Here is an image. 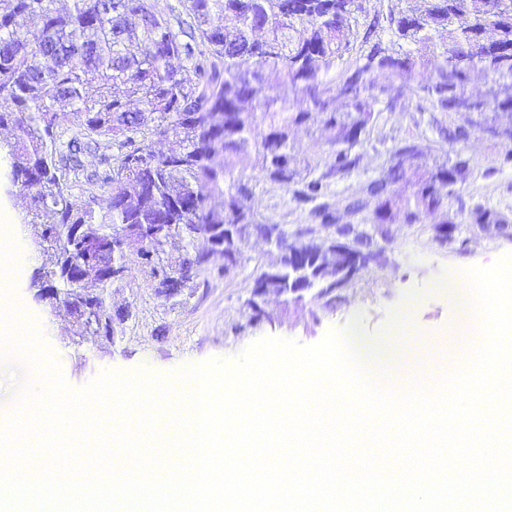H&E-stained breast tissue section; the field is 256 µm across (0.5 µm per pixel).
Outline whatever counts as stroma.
Returning a JSON list of instances; mask_svg holds the SVG:
<instances>
[{
	"label": "stroma",
	"instance_id": "stroma-1",
	"mask_svg": "<svg viewBox=\"0 0 512 512\" xmlns=\"http://www.w3.org/2000/svg\"><path fill=\"white\" fill-rule=\"evenodd\" d=\"M429 76V67L419 61L406 70L378 72L367 91L374 119L353 148L359 163L352 172L328 180L325 200L340 204L360 194L389 163L398 145L414 141L428 149L425 168L459 159L468 163L465 180L448 201V217L459 229L456 242L439 245L432 219L392 224L385 244L386 264L362 270L352 286L342 290L335 306H324L309 294L299 301L271 295L263 304L264 318L254 324L246 305L254 278L260 268L277 259L276 250L263 241L249 239L240 267L224 278L216 275L221 258L209 256L184 291L168 301L156 294L150 268L131 254L126 279L112 288L113 308L129 314L121 332L111 344L81 345L75 342L79 326L52 312L28 290L39 261L29 247H22L18 297L56 354L65 382L81 388L105 369L171 372L214 358L231 359L266 337L313 345L330 329L346 328L356 318L364 336L383 338L406 306L411 309L406 342L423 348L446 333L453 311L434 286L437 278L451 267L488 266L512 254V161L505 158L512 144L493 133L497 127H512V112L440 111L421 90ZM456 126L470 130L467 141L452 144L440 137V129ZM333 138L332 131L309 123L294 131L292 152L310 165L313 174H320L334 161ZM251 206L263 220L291 231L309 222L308 206L298 205L290 191L262 179L254 187ZM478 209L505 215L508 222L501 229L481 228L471 221ZM33 377L16 353L0 354V420L21 411L22 386Z\"/></svg>",
	"mask_w": 512,
	"mask_h": 512
}]
</instances>
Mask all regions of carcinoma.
I'll return each instance as SVG.
<instances>
[{
	"label": "carcinoma",
	"instance_id": "carcinoma-1",
	"mask_svg": "<svg viewBox=\"0 0 512 512\" xmlns=\"http://www.w3.org/2000/svg\"><path fill=\"white\" fill-rule=\"evenodd\" d=\"M0 0V188L29 195L19 215L24 238L40 260L29 288L48 296L82 323L86 299L112 335L123 322L112 311L113 268L128 273L112 245V225L131 224L143 243L142 264L151 268L157 294L170 298L196 276L205 257L220 253L228 276L242 263L241 246L256 236L276 248V264L257 273L252 291L281 295L289 288H316L324 305L340 298L356 276L325 238L291 236L280 224L258 219L250 205L261 177L292 190L294 200L313 204V223L347 237L358 250L374 251L373 235L362 224H343L341 215L372 208L376 224H417L438 215L448 224V199L466 162L438 166L416 182L408 196L397 185L421 164L423 148L405 142L393 153L385 177L371 180L363 194L340 209L321 201L324 179L352 171L373 118L363 96L373 81L370 65L348 67L336 80L327 69L368 42L381 26L373 16L365 32L357 15H336V0H185L189 20H170L151 0ZM388 30L398 41L429 47L447 35L441 51L427 59L433 80L427 96L444 112L456 98L466 112H512V0H418L389 10ZM368 59L384 68L406 69L410 58L394 57L381 42ZM507 66L488 94L468 92L469 68ZM297 95L295 103L274 91L268 69ZM319 119L335 131L336 154L329 171L302 173L290 152L293 128ZM77 131L62 133L73 124ZM168 141L163 153L156 140ZM107 141L116 153L104 167L86 171L84 157ZM244 160L240 169L227 164ZM83 175L104 194L94 206L72 199L66 175ZM224 198L220 209L209 199ZM475 224H505L491 210H477ZM178 238L175 261L166 244ZM81 281L64 276L69 265Z\"/></svg>",
	"mask_w": 512,
	"mask_h": 512
}]
</instances>
